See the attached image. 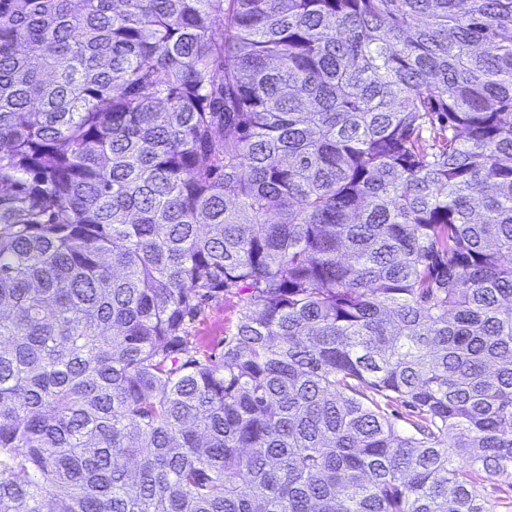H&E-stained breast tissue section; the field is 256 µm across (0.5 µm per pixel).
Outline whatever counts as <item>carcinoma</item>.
Returning a JSON list of instances; mask_svg holds the SVG:
<instances>
[{
  "label": "carcinoma",
  "mask_w": 512,
  "mask_h": 512,
  "mask_svg": "<svg viewBox=\"0 0 512 512\" xmlns=\"http://www.w3.org/2000/svg\"><path fill=\"white\" fill-rule=\"evenodd\" d=\"M511 497L512 0H0V512ZM239 300L232 294L212 302L189 327L190 346L217 356L224 348V337L235 332Z\"/></svg>",
  "instance_id": "carcinoma-1"
}]
</instances>
